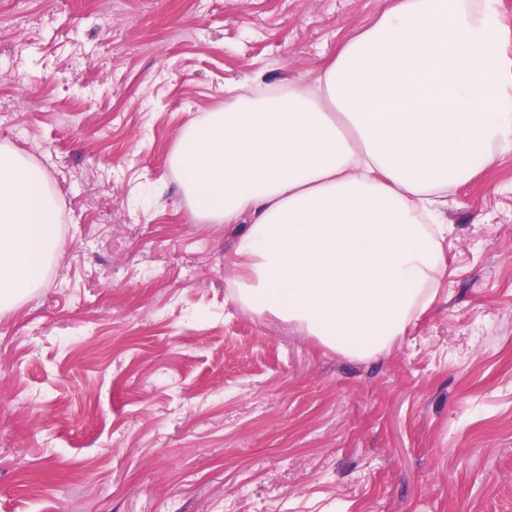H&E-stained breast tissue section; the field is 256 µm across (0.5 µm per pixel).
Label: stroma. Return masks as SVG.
I'll return each mask as SVG.
<instances>
[{"instance_id":"35a3bbf8","label":"stroma","mask_w":512,"mask_h":512,"mask_svg":"<svg viewBox=\"0 0 512 512\" xmlns=\"http://www.w3.org/2000/svg\"><path fill=\"white\" fill-rule=\"evenodd\" d=\"M384 8L0 0V145L64 240L0 313V512H512V154L449 198L445 291L369 360L234 302L243 227L168 161Z\"/></svg>"}]
</instances>
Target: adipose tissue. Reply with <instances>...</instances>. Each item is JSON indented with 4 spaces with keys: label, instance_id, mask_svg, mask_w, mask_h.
Segmentation results:
<instances>
[{
    "label": "adipose tissue",
    "instance_id": "adipose-tissue-1",
    "mask_svg": "<svg viewBox=\"0 0 512 512\" xmlns=\"http://www.w3.org/2000/svg\"><path fill=\"white\" fill-rule=\"evenodd\" d=\"M386 3L308 80L190 121L169 157L198 220L245 227L234 301L357 360L437 300L449 192L512 152L493 0ZM60 247L47 174L0 146V312Z\"/></svg>",
    "mask_w": 512,
    "mask_h": 512
}]
</instances>
